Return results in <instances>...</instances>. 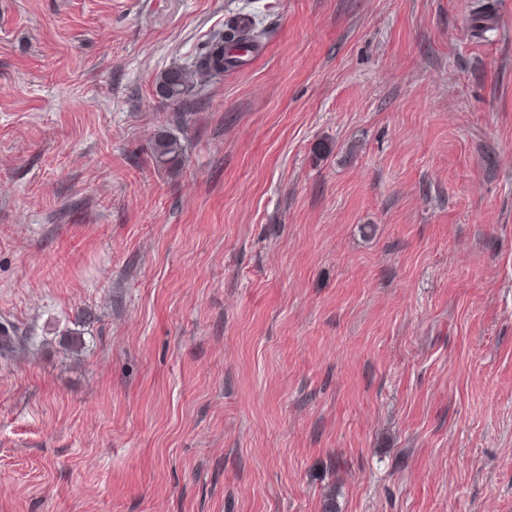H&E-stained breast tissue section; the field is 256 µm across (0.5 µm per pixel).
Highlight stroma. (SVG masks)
Masks as SVG:
<instances>
[{
    "label": "stroma",
    "instance_id": "35a3bbf8",
    "mask_svg": "<svg viewBox=\"0 0 512 512\" xmlns=\"http://www.w3.org/2000/svg\"><path fill=\"white\" fill-rule=\"evenodd\" d=\"M494 2L0 0V512H512ZM224 26L223 32L201 47L190 67L176 65L160 73L155 81V94L158 98L177 108L184 106L197 87L195 80L223 76L226 69L240 62L238 57L228 53L230 46L257 47L265 37L264 30H258L252 23L240 26L238 19L227 21ZM152 149L155 161L159 165L177 162L184 151L179 139L168 131H162L155 137Z\"/></svg>",
    "mask_w": 512,
    "mask_h": 512
}]
</instances>
